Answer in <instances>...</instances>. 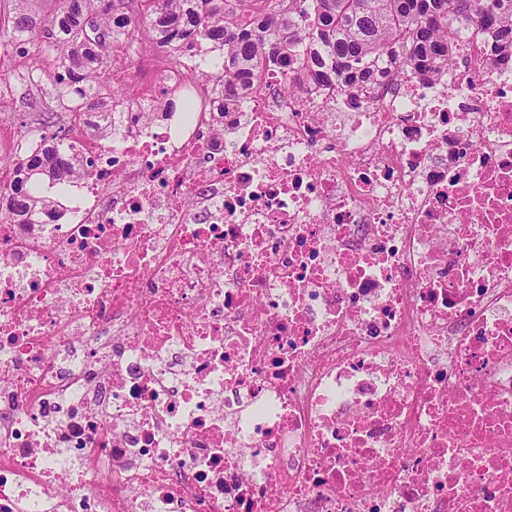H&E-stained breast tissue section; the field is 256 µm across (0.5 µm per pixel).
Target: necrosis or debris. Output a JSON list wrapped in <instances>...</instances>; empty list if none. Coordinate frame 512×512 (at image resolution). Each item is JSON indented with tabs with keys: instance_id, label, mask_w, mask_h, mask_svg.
<instances>
[{
	"instance_id": "4bbe7bcc",
	"label": "necrosis or debris",
	"mask_w": 512,
	"mask_h": 512,
	"mask_svg": "<svg viewBox=\"0 0 512 512\" xmlns=\"http://www.w3.org/2000/svg\"><path fill=\"white\" fill-rule=\"evenodd\" d=\"M115 70L0 222V512H512V68ZM296 88L285 92L287 81ZM196 97L193 117L174 110Z\"/></svg>"
}]
</instances>
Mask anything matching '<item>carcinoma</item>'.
I'll list each match as a JSON object with an SVG mask.
<instances>
[{
    "instance_id": "cac0c4a2",
    "label": "carcinoma",
    "mask_w": 512,
    "mask_h": 512,
    "mask_svg": "<svg viewBox=\"0 0 512 512\" xmlns=\"http://www.w3.org/2000/svg\"><path fill=\"white\" fill-rule=\"evenodd\" d=\"M29 0H0V39L23 58L39 55L50 69L28 85L42 100L15 163L14 192L0 219H21L54 203L72 168L61 160L54 128L81 123L83 101L108 91L112 109L130 106L112 84V63L136 60L122 48L144 36L173 41L185 53L206 41L222 48L210 77L224 100L240 101L269 62L310 82L358 90L385 79L388 68L430 76L452 64L459 40L489 33L492 55L512 62V0H51L41 15Z\"/></svg>"
}]
</instances>
